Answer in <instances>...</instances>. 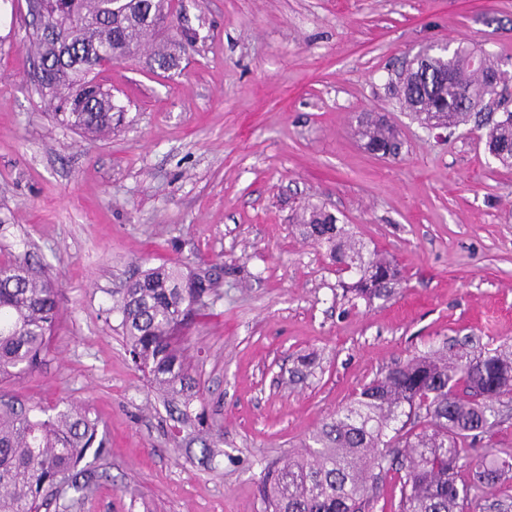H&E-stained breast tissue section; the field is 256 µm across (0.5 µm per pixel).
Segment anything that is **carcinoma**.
I'll return each instance as SVG.
<instances>
[{
  "label": "carcinoma",
  "mask_w": 512,
  "mask_h": 512,
  "mask_svg": "<svg viewBox=\"0 0 512 512\" xmlns=\"http://www.w3.org/2000/svg\"><path fill=\"white\" fill-rule=\"evenodd\" d=\"M42 19L57 31L49 40L32 29L29 42L41 61L37 91L53 120L85 136L112 131L125 107L95 82L96 71L134 53L154 33L173 32L171 45L154 52L167 70L186 51L189 37L173 31V0H46ZM509 59L463 46L434 57L418 69L398 70L390 87L404 111L427 126L443 120L456 128L471 122L485 130V147L512 166V116L500 111L499 80ZM366 149L382 157L399 154L394 126L361 123ZM305 238L323 244L354 298L372 303L402 285L398 264L375 251L363 252L347 225L312 206L300 224ZM218 276L186 274L177 264L151 267L115 300L126 346L137 369L148 374L179 423L197 431L202 453L223 441L222 427L205 412L192 413L197 397L189 373L187 330L220 294ZM60 316L54 281L26 262L0 263V382L39 372L50 353ZM512 402V349L478 354L444 348L417 355L380 373L313 435V446L264 468L265 512H364L382 475L401 474L399 512H478L469 508L470 487L495 488L512 471V454L476 447L496 424L498 406ZM406 420H400V417ZM401 426H395L397 421ZM93 461L109 449L99 421L85 408L28 406L0 400V512H40L49 501L73 491L82 500L94 490ZM467 470L471 485L458 482Z\"/></svg>",
  "instance_id": "obj_1"
}]
</instances>
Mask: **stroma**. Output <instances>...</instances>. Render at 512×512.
I'll return each instance as SVG.
<instances>
[{"label": "stroma", "instance_id": "1", "mask_svg": "<svg viewBox=\"0 0 512 512\" xmlns=\"http://www.w3.org/2000/svg\"><path fill=\"white\" fill-rule=\"evenodd\" d=\"M196 41L163 71L151 48L97 79L124 105L112 135L55 124L38 96L26 0H0V261L49 273L62 318L40 371L0 383L77 404L110 442L109 478L72 512H264V467L287 460L363 384L445 345H512V167L472 126L436 138L387 92L432 45L512 57V0H174ZM376 112L399 157L354 134ZM320 206L406 277L348 301ZM165 262L222 267L224 297L190 334L193 410L224 428L203 459L129 359L113 292Z\"/></svg>", "mask_w": 512, "mask_h": 512}]
</instances>
